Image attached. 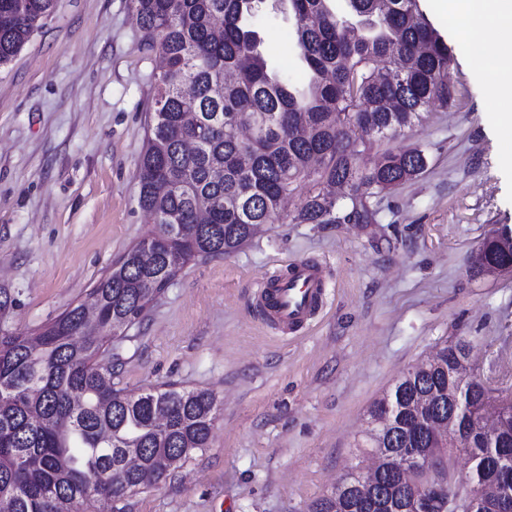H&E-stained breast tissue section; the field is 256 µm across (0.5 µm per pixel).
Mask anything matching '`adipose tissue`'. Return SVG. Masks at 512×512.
I'll use <instances>...</instances> for the list:
<instances>
[{"mask_svg":"<svg viewBox=\"0 0 512 512\" xmlns=\"http://www.w3.org/2000/svg\"><path fill=\"white\" fill-rule=\"evenodd\" d=\"M428 8L461 45L481 32L497 41L483 68V96L490 111L512 122V0H428Z\"/></svg>","mask_w":512,"mask_h":512,"instance_id":"ef3b65f1","label":"adipose tissue"}]
</instances>
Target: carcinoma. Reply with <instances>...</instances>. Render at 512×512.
Returning a JSON list of instances; mask_svg holds the SVG:
<instances>
[{"mask_svg": "<svg viewBox=\"0 0 512 512\" xmlns=\"http://www.w3.org/2000/svg\"><path fill=\"white\" fill-rule=\"evenodd\" d=\"M264 0H130L144 46L163 69L139 160V205L153 227L91 288L95 312L75 303L36 337L0 328V512H94L167 476L169 463L208 446L219 415L206 390L168 386L126 393L112 387L104 338L122 339L189 263L229 255L256 224L281 218V205L301 183L310 189L296 224H332L336 213L371 224L367 198L427 167L419 149L387 151L378 165L360 163L366 148L351 121L410 128L434 103L455 101L448 85L452 54L418 0H287L308 81L300 91L268 68L252 19ZM55 0H0V68L23 49ZM252 128L249 138L237 134ZM303 126L310 136L295 130ZM205 211L206 222L197 223ZM489 264L512 263L494 240L482 242ZM448 385L443 373L415 370L374 403L402 434L381 443L370 429L365 447L398 454L415 448L444 467L447 450L419 434L401 407ZM469 416L489 396L479 382L458 380ZM164 423L158 424V417ZM464 452L476 479L512 471V431L498 447L469 428ZM135 456L139 465L127 467ZM385 499L363 493L360 467L336 484L338 512H408L407 485L392 470ZM451 488L432 483L426 512H442Z\"/></svg>", "mask_w": 512, "mask_h": 512, "instance_id": "carcinoma-1", "label": "carcinoma"}]
</instances>
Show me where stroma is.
Masks as SVG:
<instances>
[{"mask_svg":"<svg viewBox=\"0 0 512 512\" xmlns=\"http://www.w3.org/2000/svg\"><path fill=\"white\" fill-rule=\"evenodd\" d=\"M259 24L271 68L305 80L276 0ZM444 39L455 102L366 145L368 167L387 150L428 158L420 176L370 198L375 223H291L299 187L281 222L232 255L185 266L114 343L115 388L173 384L222 403L208 448L128 497L125 512H325L368 457L372 404L446 343L468 342L477 376L512 395V276L473 268L484 239L512 233V126H497L483 99L493 38ZM155 71L129 0H55L0 70V289L15 300L0 327L35 334L149 229L139 158ZM300 261L325 267V303L282 334L254 291Z\"/></svg>","mask_w":512,"mask_h":512,"instance_id":"35a3bbf8","label":"stroma"}]
</instances>
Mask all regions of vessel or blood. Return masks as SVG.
I'll list each match as a JSON object with an SVG mask.
<instances>
[{
	"label": "vessel or blood",
	"mask_w": 512,
	"mask_h": 512,
	"mask_svg": "<svg viewBox=\"0 0 512 512\" xmlns=\"http://www.w3.org/2000/svg\"><path fill=\"white\" fill-rule=\"evenodd\" d=\"M326 294V272L315 262H297L287 274L266 276L257 285L258 305L271 325L296 329L320 311Z\"/></svg>",
	"instance_id": "1"
}]
</instances>
